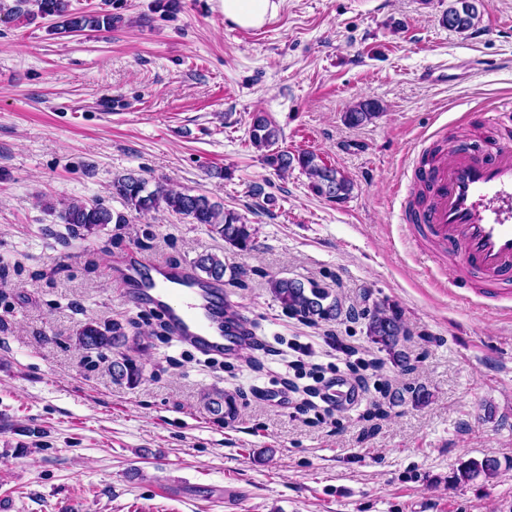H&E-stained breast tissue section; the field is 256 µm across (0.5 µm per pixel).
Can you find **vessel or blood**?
I'll use <instances>...</instances> for the list:
<instances>
[{
	"mask_svg": "<svg viewBox=\"0 0 512 512\" xmlns=\"http://www.w3.org/2000/svg\"><path fill=\"white\" fill-rule=\"evenodd\" d=\"M428 186L412 208L443 247L460 253L466 269L491 282L512 283V141L491 156L452 141L444 159H427L415 173ZM113 274L129 300L160 309L173 335L216 355L238 351L248 330L220 285L191 266L127 261Z\"/></svg>",
	"mask_w": 512,
	"mask_h": 512,
	"instance_id": "vessel-or-blood-1",
	"label": "vessel or blood"
}]
</instances>
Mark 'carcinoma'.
I'll return each instance as SVG.
<instances>
[{
    "label": "carcinoma",
    "instance_id": "1",
    "mask_svg": "<svg viewBox=\"0 0 512 512\" xmlns=\"http://www.w3.org/2000/svg\"><path fill=\"white\" fill-rule=\"evenodd\" d=\"M12 2L11 6L0 3L1 16L9 20L53 17L56 19L54 32L59 34L85 29L110 32L122 21L121 16L108 11L87 14L74 12L70 0ZM481 6L483 0H449L448 15L455 20L453 30L461 33L472 28ZM379 110L377 102L364 100L345 113L344 121L351 126H361L376 118ZM279 136V129L267 116L257 113L252 117L250 141L256 148L265 150L264 161L269 167L278 173L297 167L306 174L309 179L308 188L315 195L334 202L347 199L353 184L341 171L318 163V155L312 151L291 152L277 148ZM112 195L122 200L129 213L146 214L166 210L191 218L192 223L205 227L208 233L240 252H249L255 247V227L246 223L239 213L212 203L203 195H191L161 183L151 190L145 178L132 172L114 178ZM46 209L56 215L59 223L68 225L74 232L82 230L92 234L107 224L129 223L128 213L114 212L99 202L72 199L57 205L51 203ZM192 267L208 280L222 282L227 276L230 281L237 282L239 287H245L238 280V273L233 269L227 270L224 257L216 253L199 255L192 262ZM269 286L284 311L302 317L304 322L312 326L334 321L342 314L339 300L315 282L304 283L297 279L273 277L269 280ZM365 318L368 319L367 335L381 345L390 361L403 372L412 370L411 358L403 349L408 330L400 310L396 307L376 306ZM125 336L124 327L118 322L108 326L91 320L84 323L77 332L76 343L86 350L114 349L125 341ZM112 376L134 386L142 379V367L134 359L122 354L120 359L112 362ZM208 405L213 414L230 417L235 414L236 395L216 390L208 396ZM500 466V461L495 457L470 459L457 468L455 480L466 483L479 477L492 478L497 475Z\"/></svg>",
    "mask_w": 512,
    "mask_h": 512
}]
</instances>
